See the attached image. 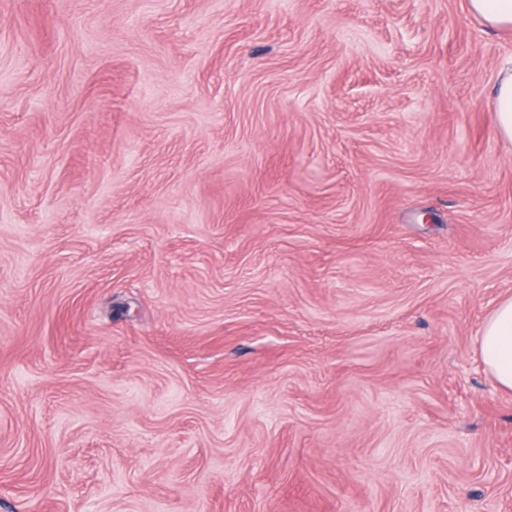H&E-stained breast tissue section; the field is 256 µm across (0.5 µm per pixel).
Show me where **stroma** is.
<instances>
[{
  "instance_id": "stroma-1",
  "label": "stroma",
  "mask_w": 512,
  "mask_h": 512,
  "mask_svg": "<svg viewBox=\"0 0 512 512\" xmlns=\"http://www.w3.org/2000/svg\"><path fill=\"white\" fill-rule=\"evenodd\" d=\"M510 61L468 0H0V512H512ZM493 97L497 130L503 138L512 141V67L500 71ZM482 364L497 386L512 391V298L504 299L477 335Z\"/></svg>"
}]
</instances>
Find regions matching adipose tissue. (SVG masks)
Returning <instances> with one entry per match:
<instances>
[{"label":"adipose tissue","mask_w":512,"mask_h":512,"mask_svg":"<svg viewBox=\"0 0 512 512\" xmlns=\"http://www.w3.org/2000/svg\"><path fill=\"white\" fill-rule=\"evenodd\" d=\"M477 345L484 368L497 386L512 391V298L501 301L482 324Z\"/></svg>","instance_id":"obj_1"}]
</instances>
